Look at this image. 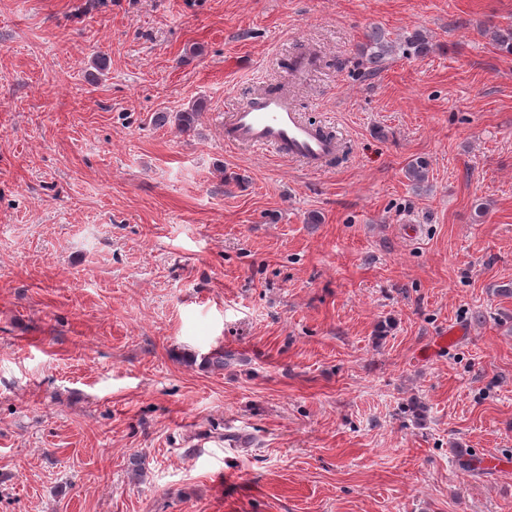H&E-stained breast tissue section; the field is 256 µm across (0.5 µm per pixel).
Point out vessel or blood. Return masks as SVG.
I'll use <instances>...</instances> for the list:
<instances>
[{
	"label": "vessel or blood",
	"instance_id": "b4317fda",
	"mask_svg": "<svg viewBox=\"0 0 512 512\" xmlns=\"http://www.w3.org/2000/svg\"><path fill=\"white\" fill-rule=\"evenodd\" d=\"M225 125L230 141L272 149L311 169L326 165L337 148L333 137L307 122L287 95L278 90L258 94L230 113Z\"/></svg>",
	"mask_w": 512,
	"mask_h": 512
}]
</instances>
